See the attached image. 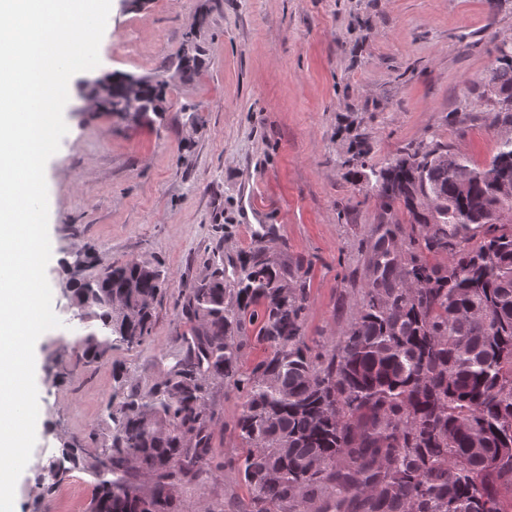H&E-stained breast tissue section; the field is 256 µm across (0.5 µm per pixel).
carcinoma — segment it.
Segmentation results:
<instances>
[{
    "label": "carcinoma",
    "instance_id": "1",
    "mask_svg": "<svg viewBox=\"0 0 512 512\" xmlns=\"http://www.w3.org/2000/svg\"><path fill=\"white\" fill-rule=\"evenodd\" d=\"M485 85L512 98V50ZM165 86L143 79L130 122L162 116L153 104ZM495 160L512 181V139ZM371 174L381 223L400 206L421 231L373 243L338 342L315 355L305 342L300 268L260 247L231 280L216 263L185 294L182 315L196 326L183 356L147 394L108 401L101 454L89 460L80 440L64 442L42 467L47 487L83 470L97 486L88 512H176L175 481L209 465L208 389L227 380L242 394L243 512H512V224L487 221L498 196L482 170L434 139ZM164 281L159 268L128 261L101 269L89 288L77 283L81 359L112 355L116 341L149 342ZM252 340L267 356L242 371Z\"/></svg>",
    "mask_w": 512,
    "mask_h": 512
}]
</instances>
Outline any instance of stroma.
<instances>
[{
  "label": "stroma",
  "instance_id": "stroma-1",
  "mask_svg": "<svg viewBox=\"0 0 512 512\" xmlns=\"http://www.w3.org/2000/svg\"><path fill=\"white\" fill-rule=\"evenodd\" d=\"M189 37L202 52L186 76L178 57ZM504 38L512 0H111L100 63L71 77L68 132L45 169L46 274L61 325L35 345L37 441L14 512H88L90 476L76 471L49 489L40 465L92 428L97 442L85 451L100 453L108 400L147 393L163 374L190 332L184 293L214 262L232 272L261 246L300 266L304 339L315 352L337 340L356 314L373 242L413 231L400 207L395 225L381 224L370 170L431 139L481 169L512 135V112L495 113L484 85ZM113 72L167 77L160 122L90 107L91 81ZM130 260L165 274L151 340L84 363L67 294L74 280ZM57 340L65 378L53 385L44 347ZM241 403L232 383L211 385L212 467L179 482L177 512L248 502L249 488L222 468L243 452L233 432Z\"/></svg>",
  "mask_w": 512,
  "mask_h": 512
}]
</instances>
